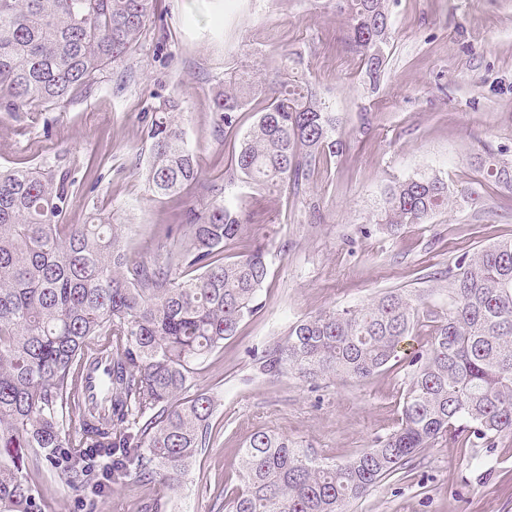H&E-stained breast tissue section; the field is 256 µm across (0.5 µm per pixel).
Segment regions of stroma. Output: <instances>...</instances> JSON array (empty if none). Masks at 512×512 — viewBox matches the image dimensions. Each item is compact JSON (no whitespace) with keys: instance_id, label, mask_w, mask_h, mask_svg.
Here are the masks:
<instances>
[{"instance_id":"35a3bbf8","label":"stroma","mask_w":512,"mask_h":512,"mask_svg":"<svg viewBox=\"0 0 512 512\" xmlns=\"http://www.w3.org/2000/svg\"><path fill=\"white\" fill-rule=\"evenodd\" d=\"M389 10L391 39L375 86L334 0H157L161 22L91 90L42 112H0V166L69 169L76 185L67 223L123 225L133 261L157 259L167 225L183 206L205 212L214 182L253 216L226 258L253 243L269 252L257 313L188 386L214 396L212 434L167 512H224V492L243 485L240 450L256 431L336 464L392 433L408 363L448 315L449 268L512 238V189L479 172L487 155L512 161V0H390ZM286 55L336 113L346 147L296 193L230 183L231 158L259 104L241 110L226 135L214 124L213 96L239 74L263 79ZM168 106L202 167L180 202L155 200L142 175L151 118ZM420 174L447 178L460 202L424 224H379L385 187ZM391 290L416 298L421 326L386 369L361 382L264 371L297 320ZM28 480L46 512H141L157 493L130 480L87 509L63 471H32ZM346 512H512V433L490 443L440 438Z\"/></svg>"}]
</instances>
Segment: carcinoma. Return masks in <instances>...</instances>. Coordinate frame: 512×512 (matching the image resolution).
<instances>
[{"mask_svg":"<svg viewBox=\"0 0 512 512\" xmlns=\"http://www.w3.org/2000/svg\"><path fill=\"white\" fill-rule=\"evenodd\" d=\"M389 0H336L365 75L376 84L392 28ZM156 0H0V112L59 107L139 45ZM262 97L230 179L299 190L336 156L339 120L305 82L238 78L214 96L215 121L234 131ZM145 181L156 199L199 182L200 164L174 115L152 120ZM484 177L512 187V163L490 157ZM68 169L0 168V512H44L28 470L47 463L77 492L101 496L127 479L157 486L144 512H166L209 446L215 399L183 396L205 358L258 310L265 248L233 261L247 216L212 186L202 214L187 209L179 244L152 265L130 260L120 224H66ZM455 198L448 181L418 175L388 186L378 223L422 224ZM452 305L430 348L411 360L398 428L343 464L318 462L283 437L254 432L241 450L244 487L224 512H344L404 462L452 433L488 440L512 432V239L448 269ZM419 325L415 300L388 291L352 309L296 322L265 361L315 380H365L396 357ZM112 357V404L80 402L84 370Z\"/></svg>","mask_w":512,"mask_h":512,"instance_id":"carcinoma-1","label":"carcinoma"}]
</instances>
